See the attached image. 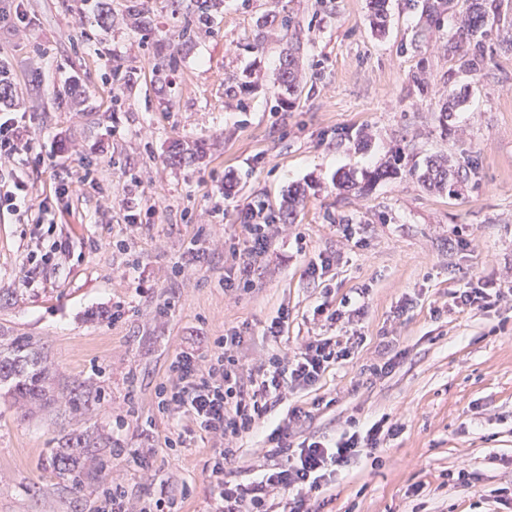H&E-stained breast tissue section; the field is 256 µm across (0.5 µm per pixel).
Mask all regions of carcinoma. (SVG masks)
<instances>
[{"instance_id":"obj_1","label":"carcinoma","mask_w":512,"mask_h":512,"mask_svg":"<svg viewBox=\"0 0 512 512\" xmlns=\"http://www.w3.org/2000/svg\"><path fill=\"white\" fill-rule=\"evenodd\" d=\"M502 0H464L465 8L460 18V26L454 45L453 56L457 57L458 68L464 73L476 76L491 60L490 41L493 34H507L512 30V19L506 20L501 11ZM373 13L374 28L384 32L387 22L386 0H369ZM440 0H425L426 29L437 25L441 15ZM280 86L286 93L294 94L299 89L295 74V56L290 50L281 58ZM203 153V146H186L179 141L171 143L166 161L171 166H181ZM418 181L429 189L438 192L455 191L459 172L448 164V158L429 160L425 168L410 170ZM398 174L392 164L380 166L363 174L364 185L374 184ZM304 191L294 190L283 203L282 218L288 220L296 207L303 202ZM0 386L7 387L6 395L14 405H26L40 402L50 392V372L47 358L34 346L27 336H15L0 340ZM90 442L79 435L67 434L62 444L52 449L57 474L73 484H80L83 467L81 460L88 453Z\"/></svg>"}]
</instances>
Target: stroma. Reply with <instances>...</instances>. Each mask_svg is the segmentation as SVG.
<instances>
[{
  "label": "stroma",
  "mask_w": 512,
  "mask_h": 512,
  "mask_svg": "<svg viewBox=\"0 0 512 512\" xmlns=\"http://www.w3.org/2000/svg\"><path fill=\"white\" fill-rule=\"evenodd\" d=\"M141 3L139 20L129 0H24L26 31L0 30L10 103L40 155L0 172H25L33 195L50 198L38 225L0 214V335L40 340L59 386L27 414L0 399V512H96L115 484L137 508L164 489L185 494L183 512H208L206 462L219 442L194 435L168 448L187 420L159 413L156 390L177 353L208 352L232 327L248 372L312 336L363 338L353 359L276 411H307L296 443L383 416L399 427L315 512H512L511 499L489 496L512 489V298L485 313L447 308L468 280L512 283V47L493 42L491 63L466 74L447 50L458 8L425 33L411 0H388L381 33L368 0H222L205 25L196 0ZM267 14L278 24L259 29ZM289 44L303 83L283 103ZM450 93L459 105L444 121ZM176 140L207 153L168 165ZM440 155L468 172L455 193L408 173ZM395 158L397 176L338 189L341 173ZM62 182L68 195L55 193ZM296 187L306 197L257 264L253 290H225L243 212L279 214ZM57 234L68 242L57 269L33 271L29 251ZM195 237L205 253L181 269ZM321 254L335 262L317 281L307 264ZM326 285L336 304L368 289L365 315H315ZM282 306L288 325L276 341L264 327ZM393 356L391 373L369 375ZM67 388L88 406L72 410ZM71 433L96 443L77 486L58 477L51 454ZM237 446L225 479L259 478L266 447L253 436ZM461 469L470 485L447 482Z\"/></svg>",
  "instance_id": "stroma-1"
}]
</instances>
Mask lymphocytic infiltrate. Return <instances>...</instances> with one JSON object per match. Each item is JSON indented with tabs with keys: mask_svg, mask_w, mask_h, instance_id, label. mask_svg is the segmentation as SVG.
Returning a JSON list of instances; mask_svg holds the SVG:
<instances>
[{
	"mask_svg": "<svg viewBox=\"0 0 512 512\" xmlns=\"http://www.w3.org/2000/svg\"><path fill=\"white\" fill-rule=\"evenodd\" d=\"M242 229L244 246L233 251V263L224 274L229 290L253 288L256 262L271 252L278 232L274 217L254 205L244 211ZM511 296V285L471 280L453 292L452 305L482 311ZM243 342L241 331L232 328L215 339L209 355L178 353L170 367L174 380L160 386L157 408L182 413L190 422L187 434L200 432L223 440L208 465L214 480L211 512H276L277 498L283 494L288 497V512H311L310 503L326 493L338 472L356 463L363 451L376 450L396 428L381 419L335 440L311 438L296 444L290 440L291 431L305 418L303 408L289 407L277 420L272 414L288 392L312 389L331 366L350 359L361 339L312 336L294 356L272 353L250 375L243 373L238 357ZM267 421L272 427L264 443L272 450L271 467L247 485L225 481L224 467L237 456L233 441Z\"/></svg>",
	"mask_w": 512,
	"mask_h": 512,
	"instance_id": "1",
	"label": "lymphocytic infiltrate"
}]
</instances>
